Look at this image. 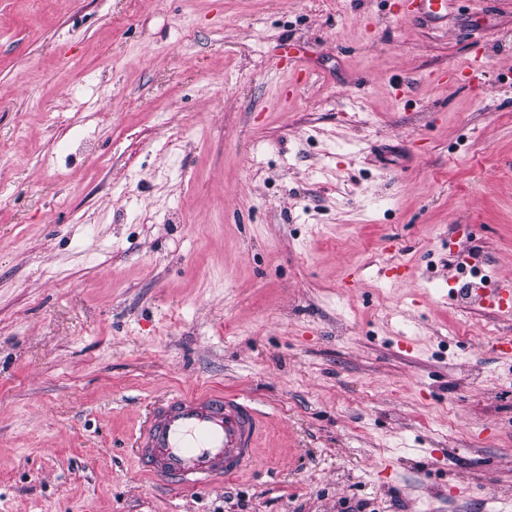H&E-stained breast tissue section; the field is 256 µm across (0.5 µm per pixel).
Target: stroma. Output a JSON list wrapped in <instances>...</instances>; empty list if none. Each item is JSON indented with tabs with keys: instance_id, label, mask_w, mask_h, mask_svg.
<instances>
[{
	"instance_id": "35a3bbf8",
	"label": "stroma",
	"mask_w": 512,
	"mask_h": 512,
	"mask_svg": "<svg viewBox=\"0 0 512 512\" xmlns=\"http://www.w3.org/2000/svg\"><path fill=\"white\" fill-rule=\"evenodd\" d=\"M469 263L512 278V0H0V512H512ZM180 389L253 470L138 472ZM405 17L429 22H436L448 15L452 0H404ZM261 416L223 391H180L154 402L131 452L143 473L182 494L237 477L257 461Z\"/></svg>"
}]
</instances>
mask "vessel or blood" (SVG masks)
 <instances>
[{
  "mask_svg": "<svg viewBox=\"0 0 512 512\" xmlns=\"http://www.w3.org/2000/svg\"><path fill=\"white\" fill-rule=\"evenodd\" d=\"M450 0H406L403 14L435 22ZM479 305L512 312V281L501 282ZM261 416L250 403L218 390L180 391L154 402L131 452L143 473L182 494L236 477L257 461Z\"/></svg>",
  "mask_w": 512,
  "mask_h": 512,
  "instance_id": "b4317fda",
  "label": "vessel or blood"
}]
</instances>
